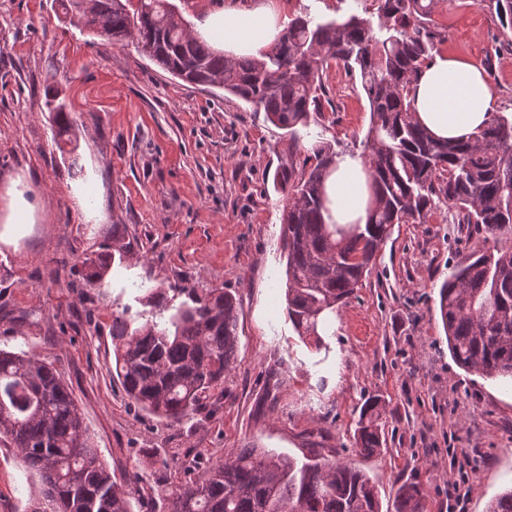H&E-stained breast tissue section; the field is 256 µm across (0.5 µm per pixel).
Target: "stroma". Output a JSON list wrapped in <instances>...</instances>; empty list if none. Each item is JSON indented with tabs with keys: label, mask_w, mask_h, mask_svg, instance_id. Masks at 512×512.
Segmentation results:
<instances>
[{
	"label": "stroma",
	"mask_w": 512,
	"mask_h": 512,
	"mask_svg": "<svg viewBox=\"0 0 512 512\" xmlns=\"http://www.w3.org/2000/svg\"><path fill=\"white\" fill-rule=\"evenodd\" d=\"M306 6L330 19L368 17L377 4L286 0V13ZM430 25L447 33L442 49L485 70L493 111L512 113V32L497 14L483 0H439ZM327 84L334 109L321 117L324 138L361 153L370 113L360 83L334 65ZM49 93L73 121L60 148ZM287 151L283 130L252 105L173 77L136 44L80 32L56 0H0V192L19 176L45 206L30 235L0 242V349L52 361L105 463L145 483L184 484L177 460L187 451L209 463L254 441L297 458L313 439L378 485L383 512L405 483L421 489L424 512H486L512 488V385L452 360L437 298L452 267L499 236L439 213L399 225L315 346L286 309V199L273 176ZM85 184L80 206L73 190ZM84 206L100 219L83 220ZM116 224L135 254L113 263L82 303L70 287L85 273L79 256L110 243ZM56 258L67 264L53 280ZM178 281L235 295L239 347L218 412L169 427L114 378L110 326L114 307L138 316L144 290ZM374 394L386 400L387 448L365 458L352 436ZM154 455L169 467H148ZM41 497L38 478L0 443V512H28Z\"/></svg>",
	"instance_id": "stroma-1"
}]
</instances>
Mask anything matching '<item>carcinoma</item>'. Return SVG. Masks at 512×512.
Wrapping results in <instances>:
<instances>
[{
  "label": "carcinoma",
  "mask_w": 512,
  "mask_h": 512,
  "mask_svg": "<svg viewBox=\"0 0 512 512\" xmlns=\"http://www.w3.org/2000/svg\"><path fill=\"white\" fill-rule=\"evenodd\" d=\"M376 21L357 14L324 19L304 11L290 19L262 60H227L197 40L170 0H61L69 25L122 42L135 39L164 71L209 85L254 104L288 136V155L274 173L288 204L282 218L287 250L288 317L302 336L321 333L329 315L354 294L397 224H423L440 206L459 224L485 232H512V120L490 113L465 141L433 137L413 117L412 85L445 33L429 18L439 0H378ZM512 29V0H489ZM360 80L370 125L362 141L374 205L364 227L348 230L323 219L325 180L339 153L326 146L297 163L299 130L330 103L331 63ZM57 137L72 122L52 100ZM131 255L125 236L85 256L92 287L115 259ZM173 295H168V292ZM183 295L179 306L170 305ZM151 315L141 324L112 311L115 373L127 396L169 425L224 399V378L238 351V302L222 288L176 283L145 296ZM439 313L448 349L458 365L491 378L512 379V246L473 253L452 268L439 289ZM385 402L361 406L352 447L366 458L386 447L379 420ZM0 438L10 441L43 489L45 504L31 512H133L130 492L91 442L73 393L54 365L29 352L0 349ZM195 478L169 493L148 488L167 512H381L379 490L361 470L309 443L303 458L246 444L224 460L200 467L182 461ZM422 491L403 485L394 512H422ZM487 512H512V490Z\"/></svg>",
  "instance_id": "obj_1"
}]
</instances>
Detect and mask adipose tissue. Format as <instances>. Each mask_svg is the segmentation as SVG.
Instances as JSON below:
<instances>
[{
  "mask_svg": "<svg viewBox=\"0 0 512 512\" xmlns=\"http://www.w3.org/2000/svg\"><path fill=\"white\" fill-rule=\"evenodd\" d=\"M283 0L239 6L210 0L195 21L194 33L225 58H263L284 27ZM412 96L416 120L443 139L468 138L484 126L495 91L483 70L467 59L434 53L421 69ZM368 166L357 154L337 157L325 181L323 218L328 224H367L370 213ZM38 204L20 180H10L0 198V223L11 231L34 221Z\"/></svg>",
  "mask_w": 512,
  "mask_h": 512,
  "instance_id": "1",
  "label": "adipose tissue"
}]
</instances>
